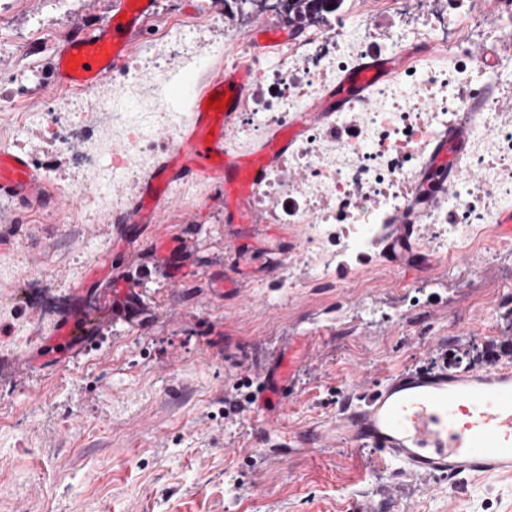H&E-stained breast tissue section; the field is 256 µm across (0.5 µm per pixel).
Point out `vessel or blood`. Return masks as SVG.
Wrapping results in <instances>:
<instances>
[{
  "label": "vessel or blood",
  "instance_id": "b4317fda",
  "mask_svg": "<svg viewBox=\"0 0 512 512\" xmlns=\"http://www.w3.org/2000/svg\"><path fill=\"white\" fill-rule=\"evenodd\" d=\"M150 6L151 0H121L105 23L69 37L58 53L51 86L92 94L134 51L137 21ZM402 63V58L395 56L359 64L327 92L320 105L300 114L298 129L340 111L349 102H367L368 79L393 80ZM253 77L251 69H232L211 83L208 94L187 88V96L195 100L191 130L170 146L166 160L141 187L140 200L132 207L134 214L146 217L142 202L158 197L160 185L195 176L228 192L239 190L246 201L233 211V218L241 224L255 219L250 200L261 183L265 164L287 149V138L271 136L251 157L225 147L230 128L219 129L216 136L211 133L222 111L240 108ZM212 93L227 99L225 109L209 106ZM469 132V123L463 121L439 142L426 173V186L437 189L427 198L428 206H436L441 194L451 188L456 172L448 156L463 150ZM0 196L46 207L66 202L64 196L50 193L38 181L28 154L9 150H0ZM77 321L74 309L56 321L53 344L62 356H77L83 348L73 338ZM297 371L295 360L277 361L271 381L260 388V396L277 395L293 387ZM331 430L337 437L355 439L359 447L396 463L400 471L423 477L444 475L452 485L480 474L512 475V367L461 372L415 368L399 373L370 391L344 395Z\"/></svg>",
  "mask_w": 512,
  "mask_h": 512
}]
</instances>
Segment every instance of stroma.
Instances as JSON below:
<instances>
[{
	"label": "stroma",
	"mask_w": 512,
	"mask_h": 512,
	"mask_svg": "<svg viewBox=\"0 0 512 512\" xmlns=\"http://www.w3.org/2000/svg\"><path fill=\"white\" fill-rule=\"evenodd\" d=\"M113 0H0V115L22 113L18 146L48 190L75 198L74 151L46 113L86 94L55 91L47 71L63 37L99 24ZM465 8L487 24L457 51L496 47L512 0ZM442 0H406L370 17L340 7L331 44L355 40L390 57L423 50L407 24ZM222 0H156L144 19L220 16ZM172 183L158 219L117 211L90 224L0 197V512H512V477L459 487L399 472L366 449L319 440L343 392L469 352L476 367L512 361V287L489 300L461 287L494 283L488 251L446 255L417 238L416 265H393L375 244L317 283L301 224H238L224 194L199 203ZM107 267L83 302L86 273ZM80 304L78 331L101 337L80 358L53 351L54 315ZM305 356L295 389L267 407L226 414L238 382L261 385L291 342Z\"/></svg>",
	"instance_id": "obj_1"
}]
</instances>
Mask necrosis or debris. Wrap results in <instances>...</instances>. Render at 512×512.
<instances>
[{"label": "necrosis or debris", "mask_w": 512, "mask_h": 512, "mask_svg": "<svg viewBox=\"0 0 512 512\" xmlns=\"http://www.w3.org/2000/svg\"><path fill=\"white\" fill-rule=\"evenodd\" d=\"M214 23L212 17L176 18L155 25L154 42L167 48L176 64L185 66L204 55L200 33ZM460 26L439 31L425 16L409 24L413 39L429 42L434 57H446L457 47ZM304 36L278 45L277 65L264 68L255 91L230 119L234 147L242 149L266 133L288 129L299 112L321 102L325 92L344 71L355 68L363 46L323 51L321 29L304 28ZM155 57L135 56L129 71L137 81L144 105L139 112H119L95 104L99 125L127 137L121 160L113 162L84 142L82 163L87 177L77 195L80 208L97 215L101 199L94 185L105 178H125L147 172L159 148L153 138L164 126L176 139L181 127L176 113L161 107L153 81ZM477 68L471 58L457 56L448 70H436L426 60L409 65L400 87H379L376 109L336 112L328 121L298 134L276 161L266 166L254 204L269 224H302L307 241L319 245L330 239L334 250L319 258L322 276H329L337 258L357 259L382 235L387 224L403 210L419 173L425 168L434 140L457 123L466 92ZM422 89L434 102L432 111L405 108L403 91ZM473 143L462 158L469 180L455 186L440 205L421 213L420 223L431 225L430 246L440 254L492 244L493 215L503 197L512 196V123L493 110L482 112L474 123Z\"/></svg>", "instance_id": "4bbe7bcc"}]
</instances>
